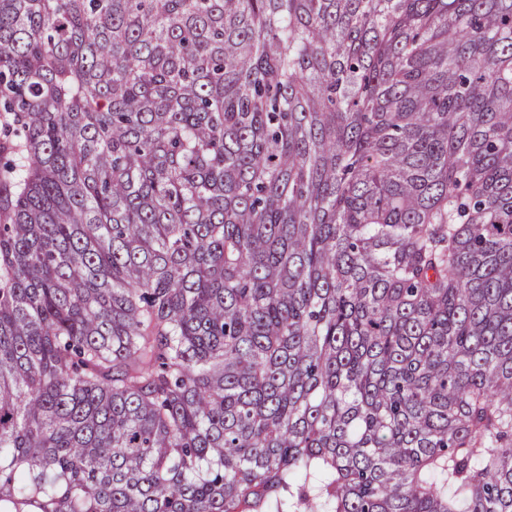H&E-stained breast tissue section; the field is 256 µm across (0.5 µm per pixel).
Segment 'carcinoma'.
<instances>
[{
    "label": "carcinoma",
    "instance_id": "obj_1",
    "mask_svg": "<svg viewBox=\"0 0 512 512\" xmlns=\"http://www.w3.org/2000/svg\"><path fill=\"white\" fill-rule=\"evenodd\" d=\"M0 512H512V0H0Z\"/></svg>",
    "mask_w": 512,
    "mask_h": 512
}]
</instances>
